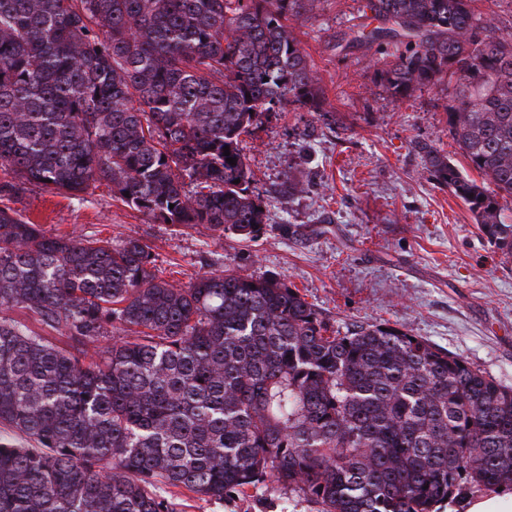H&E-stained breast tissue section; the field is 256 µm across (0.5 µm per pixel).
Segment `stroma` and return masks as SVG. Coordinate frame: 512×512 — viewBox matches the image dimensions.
I'll list each match as a JSON object with an SVG mask.
<instances>
[{
	"label": "stroma",
	"mask_w": 512,
	"mask_h": 512,
	"mask_svg": "<svg viewBox=\"0 0 512 512\" xmlns=\"http://www.w3.org/2000/svg\"><path fill=\"white\" fill-rule=\"evenodd\" d=\"M375 25L363 0H317L292 21L323 104L316 112L285 106L243 137L268 211L255 240L204 224L154 223L103 185L83 199L36 189L16 209L49 234L142 239L159 276L183 285L215 270L279 278L339 330L386 323L512 387V259L422 169L421 143L464 161L448 135L446 92L431 87L396 100L375 79L384 48L339 49L344 33ZM176 496L180 512H316L277 483L221 501Z\"/></svg>",
	"instance_id": "1"
}]
</instances>
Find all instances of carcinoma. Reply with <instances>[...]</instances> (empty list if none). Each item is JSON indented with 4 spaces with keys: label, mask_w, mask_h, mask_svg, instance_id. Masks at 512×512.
Returning a JSON list of instances; mask_svg holds the SVG:
<instances>
[{
    "label": "carcinoma",
    "mask_w": 512,
    "mask_h": 512,
    "mask_svg": "<svg viewBox=\"0 0 512 512\" xmlns=\"http://www.w3.org/2000/svg\"><path fill=\"white\" fill-rule=\"evenodd\" d=\"M314 2L0 0V426L25 440L0 437V512H178L171 487L269 482L317 512H435L462 483L512 486V387L460 356L386 323L342 333L277 278L172 284L138 238L48 234L11 206L99 184L162 224L256 239L241 137L320 107L289 26ZM476 2L365 0L378 26L350 42L390 40L396 99L446 87L481 180L420 144L424 170L511 259L512 39ZM9 315L19 324L26 326L40 336H44L55 345L62 348L68 347L69 342L65 336H61L56 331L42 324L38 321V318L32 315L27 309L16 306L10 311Z\"/></svg>",
    "instance_id": "1"
}]
</instances>
